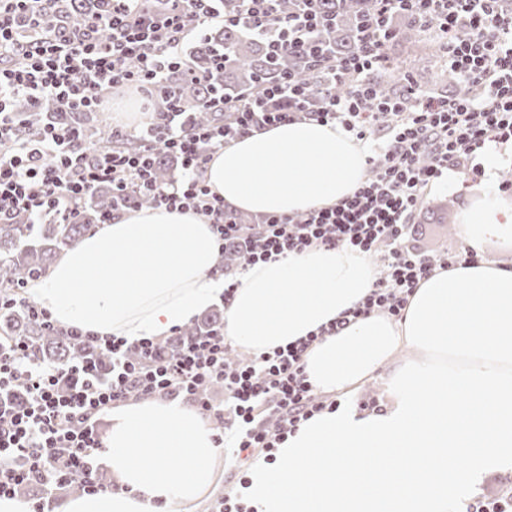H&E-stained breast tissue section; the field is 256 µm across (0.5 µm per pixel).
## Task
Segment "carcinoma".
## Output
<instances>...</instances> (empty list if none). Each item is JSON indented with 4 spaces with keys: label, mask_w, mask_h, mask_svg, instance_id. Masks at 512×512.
<instances>
[{
    "label": "carcinoma",
    "mask_w": 512,
    "mask_h": 512,
    "mask_svg": "<svg viewBox=\"0 0 512 512\" xmlns=\"http://www.w3.org/2000/svg\"><path fill=\"white\" fill-rule=\"evenodd\" d=\"M325 11L336 16L335 31L329 32L336 56L349 54L355 46V32L363 18L373 13L374 0H325ZM70 16L80 18L90 12L106 14L112 11V0H73L67 5ZM386 26L395 32L394 43L400 40L421 42L428 47L429 57L438 63V79L448 78V68L443 63L444 47L433 39H425L410 22L409 15L398 13L387 19ZM224 56V73L218 77L216 86L197 84L188 80L180 71L170 75V82L179 87L180 105L196 112L195 121L209 122L217 114L202 108V101L212 97V92L225 93L235 98L258 90L259 86L288 75V57H267L265 46L250 37L240 27L214 26L210 31V42L194 51L195 65L208 70L214 56ZM403 63L389 59V67L379 76L381 95L388 97L400 90L396 73ZM24 113L26 126L38 130L45 119L52 118L65 123L80 121L98 129L105 119L93 112H61L55 102L46 100L38 107H30L26 101L17 103ZM174 157L165 151L154 154L157 178L164 183L175 174ZM112 209V187L97 188L73 224H0V295L4 300H13L0 309V337L15 338L33 344V352L46 363L60 364L84 359L88 351L72 344L67 337L55 332L29 314V304L19 300L18 289L34 275L42 274L61 251L73 243ZM219 324L215 316L204 317L183 331L185 336H203Z\"/></svg>",
    "instance_id": "1"
}]
</instances>
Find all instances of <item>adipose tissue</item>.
<instances>
[{"label": "adipose tissue", "instance_id": "ef3b65f1", "mask_svg": "<svg viewBox=\"0 0 512 512\" xmlns=\"http://www.w3.org/2000/svg\"><path fill=\"white\" fill-rule=\"evenodd\" d=\"M368 154L342 128L281 124L215 153L206 180L231 208L301 213L350 196ZM511 156L506 147L486 151L482 196L458 212L465 245L512 243V208L493 178ZM219 264L203 216L133 210L83 236L31 293L65 326L130 341L165 336L220 301ZM374 279L363 254L341 247L258 263L224 313V334L243 351H273L353 308ZM403 349L409 358L394 363ZM382 369L387 404L359 410L355 394ZM304 370L316 389L344 401L301 422L277 464L252 462L243 495L254 512H451L483 475L512 466V269L482 262L435 270L419 282L403 320L373 314L323 337ZM173 455L183 459L181 471L169 468ZM104 461L117 490L72 496L61 512L190 504L223 465L205 419L177 401L113 408Z\"/></svg>", "mask_w": 512, "mask_h": 512}]
</instances>
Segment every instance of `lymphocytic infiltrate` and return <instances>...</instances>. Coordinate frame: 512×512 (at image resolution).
<instances>
[{"label":"lymphocytic infiltrate","instance_id":"lymphocytic-infiltrate-1","mask_svg":"<svg viewBox=\"0 0 512 512\" xmlns=\"http://www.w3.org/2000/svg\"><path fill=\"white\" fill-rule=\"evenodd\" d=\"M65 2L0 0V224L21 214L33 224L73 223L94 190L108 183L114 205L102 223L121 213L120 201L132 188L150 196L153 207L205 217L224 251L242 239L230 208L206 182L212 154L255 130L315 120L373 143L365 180L335 206L268 214L251 225L254 244L245 260L224 270L225 299L233 298L250 266L312 247L376 258L379 271L369 293L320 328V335L332 336L373 313L401 320L420 280L439 268L483 261V252L471 247L428 253L411 239L429 187L451 171L483 178L481 155L491 145L512 143V0H376L345 57L329 54L324 34L335 20L322 12L320 0H299L285 15L276 12L275 0H238L231 10L224 0H168L166 13L155 18L140 15V0H113L110 14L89 15L75 26ZM398 10L435 29L447 44L446 63L462 84L459 92L422 90L407 74L402 100L379 95L374 79L392 36L384 20ZM215 21L242 27L269 52L298 54L306 67L323 64L331 82L314 97L286 76L262 85L252 103L211 100L220 122H193L190 113L165 105L163 93L175 68L208 81L192 65L188 47L204 43ZM104 30L109 39H101ZM131 60L136 69L128 68ZM118 90L143 100L147 120L132 134L138 141L133 150L120 146L130 135L121 125L108 126L98 146L73 124H50L28 136L16 118L20 98L33 105L52 99L65 112L103 113ZM160 150L182 158L180 173L163 185L151 172ZM62 333L108 358L110 367L101 369L94 358L42 363L27 343L0 340V497L15 495L22 484L46 488L74 480L85 493L102 491L97 423L132 398L194 403L213 417L216 446L237 464L257 452L275 462L301 421L338 407L316 396L304 372L316 336L233 360L220 327L186 339L172 328L180 342L169 353L161 337L130 342L78 327ZM214 385L224 389L218 407L207 397Z\"/></svg>","mask_w":512,"mask_h":512}]
</instances>
